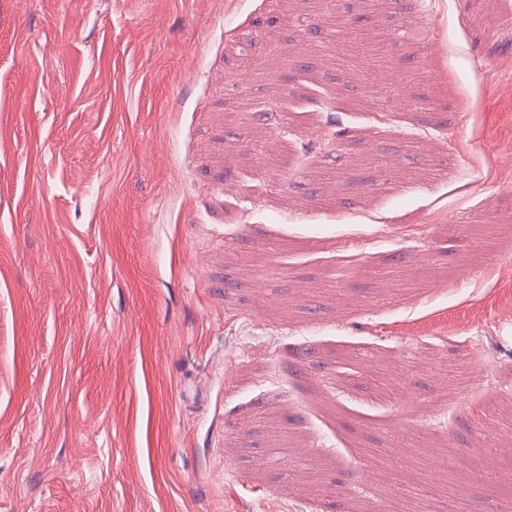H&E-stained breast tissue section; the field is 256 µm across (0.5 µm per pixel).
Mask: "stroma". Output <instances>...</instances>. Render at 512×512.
Segmentation results:
<instances>
[{
	"mask_svg": "<svg viewBox=\"0 0 512 512\" xmlns=\"http://www.w3.org/2000/svg\"><path fill=\"white\" fill-rule=\"evenodd\" d=\"M417 2L0 0V512H512V31Z\"/></svg>",
	"mask_w": 512,
	"mask_h": 512,
	"instance_id": "1",
	"label": "stroma"
}]
</instances>
